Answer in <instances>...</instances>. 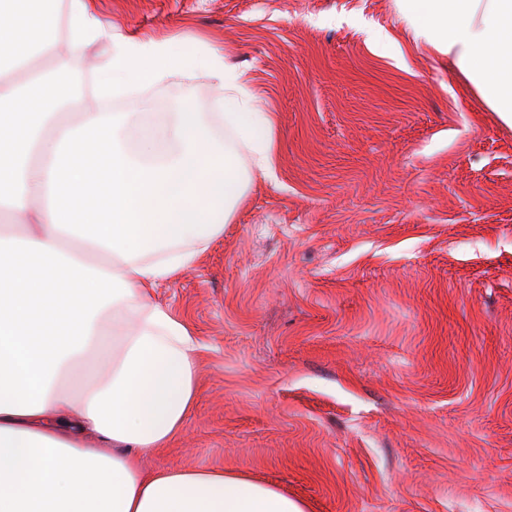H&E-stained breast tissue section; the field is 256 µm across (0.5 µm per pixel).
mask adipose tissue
Returning <instances> with one entry per match:
<instances>
[{"label": "adipose tissue", "instance_id": "ef3b65f1", "mask_svg": "<svg viewBox=\"0 0 512 512\" xmlns=\"http://www.w3.org/2000/svg\"><path fill=\"white\" fill-rule=\"evenodd\" d=\"M512 123V0H400ZM110 45L95 95L201 75L220 90L212 143L192 115L99 112L72 102L36 56ZM0 512H306L248 476L148 466L198 398L199 343L161 283L194 267L245 191L275 174V115L219 56L112 30L86 0H0ZM25 80H15L17 72ZM247 158H240V150ZM40 222L22 224L31 205ZM100 361L90 378L75 370Z\"/></svg>", "mask_w": 512, "mask_h": 512}]
</instances>
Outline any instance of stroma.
<instances>
[{
	"instance_id": "obj_1",
	"label": "stroma",
	"mask_w": 512,
	"mask_h": 512,
	"mask_svg": "<svg viewBox=\"0 0 512 512\" xmlns=\"http://www.w3.org/2000/svg\"><path fill=\"white\" fill-rule=\"evenodd\" d=\"M214 53L275 113L210 249L153 302L201 345L151 465L247 474L307 512H512V124L398 0H93ZM99 43L41 60L92 91ZM214 80L154 91L212 122Z\"/></svg>"
}]
</instances>
